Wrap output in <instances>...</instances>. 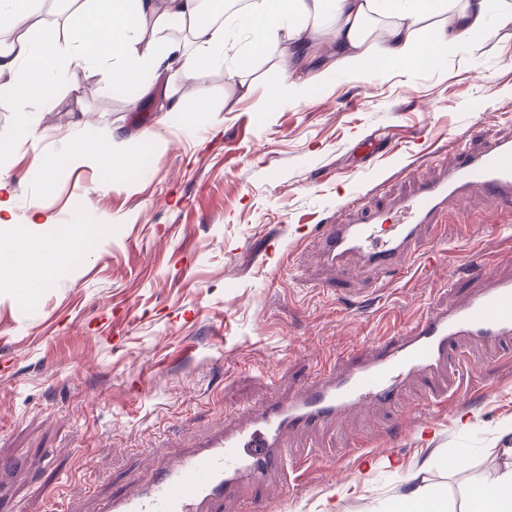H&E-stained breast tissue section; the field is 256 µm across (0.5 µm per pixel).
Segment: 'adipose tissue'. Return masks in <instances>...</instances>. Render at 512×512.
Segmentation results:
<instances>
[{
	"label": "adipose tissue",
	"instance_id": "ef3b65f1",
	"mask_svg": "<svg viewBox=\"0 0 512 512\" xmlns=\"http://www.w3.org/2000/svg\"><path fill=\"white\" fill-rule=\"evenodd\" d=\"M36 0H0V87L17 111L50 97L66 72L65 56L87 71L112 66V83L138 72L151 74L142 95L161 89L171 111L201 110L204 95L186 84L205 67L249 72L255 60L280 65L305 55L329 37L328 68L360 76L384 66L432 64L442 54L472 42L489 26L512 25L504 0H211L217 20H201L202 0H80L68 17L65 43L35 41L31 31ZM0 242L12 243L21 261L55 250L74 251L77 228L58 231L53 242L23 239L8 231L13 214L1 193ZM502 472L475 487L466 512H512V448L504 449Z\"/></svg>",
	"mask_w": 512,
	"mask_h": 512
}]
</instances>
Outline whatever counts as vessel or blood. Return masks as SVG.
<instances>
[{"label":"vessel or blood","instance_id":"obj_1","mask_svg":"<svg viewBox=\"0 0 512 512\" xmlns=\"http://www.w3.org/2000/svg\"><path fill=\"white\" fill-rule=\"evenodd\" d=\"M475 192L492 205H512V137L477 149L458 147L439 175L421 179L412 192L384 207L351 201L336 221L319 225L315 238L336 267L356 257L387 272L410 257L447 213L449 201H456L458 218H466L465 203ZM465 337L512 338V278L492 281L460 305L432 312L406 335L380 338L369 362L306 388L291 401L265 405L244 424L216 430L198 449L156 471L137 494L101 501L97 512H204L239 483L266 481L282 467L290 430L327 426L344 412L389 404L410 379L442 368Z\"/></svg>","mask_w":512,"mask_h":512}]
</instances>
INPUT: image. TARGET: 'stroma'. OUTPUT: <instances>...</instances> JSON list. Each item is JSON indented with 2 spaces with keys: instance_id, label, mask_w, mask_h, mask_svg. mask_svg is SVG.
<instances>
[{
  "instance_id": "stroma-1",
  "label": "stroma",
  "mask_w": 512,
  "mask_h": 512,
  "mask_svg": "<svg viewBox=\"0 0 512 512\" xmlns=\"http://www.w3.org/2000/svg\"><path fill=\"white\" fill-rule=\"evenodd\" d=\"M259 59L252 91L225 111L238 75L205 68V110L111 86V65L69 62L52 99L17 112L0 97V178L30 236L93 227L77 254L47 258L44 287L0 298V512H96L174 453L245 413L286 402L324 373L369 360L484 281L512 277V213L481 196L447 241L424 238L389 274L339 272L309 232L361 199L384 206L435 175L458 144L512 136V26L427 67L327 74L305 96L272 90L318 71ZM124 139L131 164L71 158L79 141ZM381 140L376 156L356 147ZM58 159L50 177L42 159ZM446 265L432 269L433 247ZM440 372L397 401L288 434L268 484L242 483L219 512H376L427 483L465 512L512 435V341L464 339ZM456 466H449V458Z\"/></svg>"
}]
</instances>
